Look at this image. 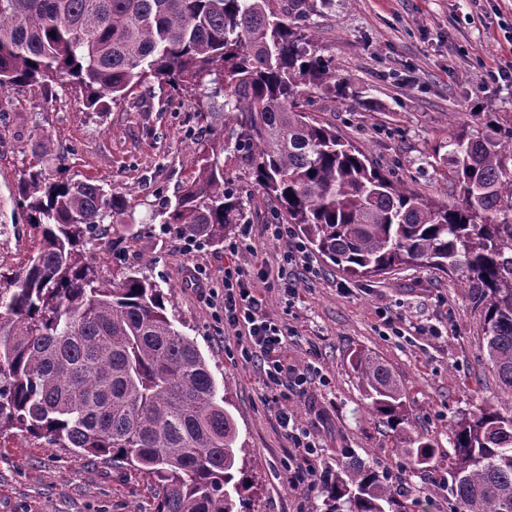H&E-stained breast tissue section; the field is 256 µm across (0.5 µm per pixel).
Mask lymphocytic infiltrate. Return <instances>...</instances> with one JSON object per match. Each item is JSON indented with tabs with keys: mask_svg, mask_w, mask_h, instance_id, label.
<instances>
[{
	"mask_svg": "<svg viewBox=\"0 0 512 512\" xmlns=\"http://www.w3.org/2000/svg\"><path fill=\"white\" fill-rule=\"evenodd\" d=\"M251 278L249 269L225 267L224 324L238 336L244 361H260L267 386L275 390L267 401L292 447L308 461L316 456L317 444L310 432L293 423L285 403L290 394L302 392L310 384L311 374L285 361L282 350L292 330L263 311L250 286Z\"/></svg>",
	"mask_w": 512,
	"mask_h": 512,
	"instance_id": "f902f5d3",
	"label": "lymphocytic infiltrate"
}]
</instances>
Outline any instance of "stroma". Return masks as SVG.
Here are the masks:
<instances>
[{"mask_svg": "<svg viewBox=\"0 0 512 512\" xmlns=\"http://www.w3.org/2000/svg\"><path fill=\"white\" fill-rule=\"evenodd\" d=\"M308 24L346 90L315 95L311 112L421 198L455 202L439 143L456 125L483 131L490 115L512 127V75L496 71L512 48V0H319ZM200 97L197 90L169 96L139 88L94 111L65 88L50 98L35 86L0 91V271L18 269L35 250L17 185L50 138L64 177L120 192L133 211L134 223L114 218L108 234L92 242L95 263L103 280L140 271L167 293L169 319L194 339L225 387L248 451L254 512H322L323 505L318 486L291 485L294 450L266 401L260 367L242 360L223 306L200 295L223 293L224 268L232 263L269 273L258 289L264 309L293 331L288 363L320 373L288 401L319 445L315 468L361 462L405 484L424 512H450V480L406 465L395 452L393 432L364 413L350 361L363 350L392 370L404 386L409 434L424 435L447 459L450 422L472 409L476 396L498 391L468 289L457 275L423 265L354 279L318 255L312 275L287 264L286 244L261 231L273 203L238 153L224 154V179L242 191L251 251L226 249L241 233L238 224L222 243L191 246L175 229H163L152 217L156 197L176 198L194 171L193 143L210 135L197 113ZM388 317L402 335L387 334ZM160 496L158 482L142 471L78 456L44 438L0 434V512H155Z\"/></svg>", "mask_w": 512, "mask_h": 512, "instance_id": "stroma-1", "label": "stroma"}]
</instances>
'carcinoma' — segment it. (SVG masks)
Segmentation results:
<instances>
[{"label":"carcinoma","instance_id":"cac0c4a2","mask_svg":"<svg viewBox=\"0 0 512 512\" xmlns=\"http://www.w3.org/2000/svg\"><path fill=\"white\" fill-rule=\"evenodd\" d=\"M0 0V91L66 87L90 107L136 88L203 87L205 118L228 133L191 148L196 176L162 224L224 242L248 223L241 191L221 157L249 154L277 206L268 221L294 225L321 256L354 278L411 264L461 272L481 309L499 393L449 425L451 495L458 512H512V128L458 125L444 142L456 203L426 202L393 182L367 154L306 111L342 92L336 69L305 35L310 0ZM224 96V111L215 98ZM18 203L37 249L0 272V433L15 429L79 455L135 466L156 478L157 512H240L253 488L247 454L196 343L167 316V297L145 275L104 284L87 251L124 196L89 180L29 171ZM367 412L398 433L413 466L435 449L407 435L403 384L377 358L352 357ZM324 512H414L365 464L327 472Z\"/></svg>","mask_w":512,"mask_h":512}]
</instances>
